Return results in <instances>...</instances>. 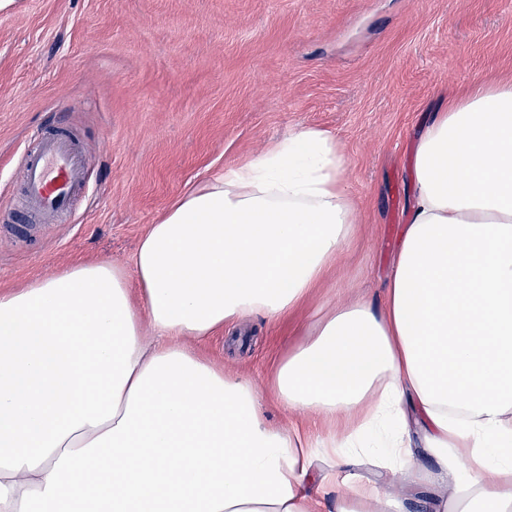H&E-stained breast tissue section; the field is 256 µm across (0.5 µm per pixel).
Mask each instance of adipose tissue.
Instances as JSON below:
<instances>
[{
    "label": "adipose tissue",
    "mask_w": 512,
    "mask_h": 512,
    "mask_svg": "<svg viewBox=\"0 0 512 512\" xmlns=\"http://www.w3.org/2000/svg\"><path fill=\"white\" fill-rule=\"evenodd\" d=\"M348 158L301 125L182 194L132 267L0 293V512H512V81L424 125L382 309L338 303L274 366L291 412L184 346L288 317L351 245ZM137 281L139 297L129 283Z\"/></svg>",
    "instance_id": "obj_1"
}]
</instances>
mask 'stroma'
I'll return each mask as SVG.
<instances>
[{
  "instance_id": "1",
  "label": "stroma",
  "mask_w": 512,
  "mask_h": 512,
  "mask_svg": "<svg viewBox=\"0 0 512 512\" xmlns=\"http://www.w3.org/2000/svg\"><path fill=\"white\" fill-rule=\"evenodd\" d=\"M512 81V0H17L0 13V290L76 261L130 264L185 191L296 125L349 160L359 236L287 319L254 316L194 349L263 391L338 296L381 307L412 191L414 140L473 75ZM90 163L63 224L13 212L37 130Z\"/></svg>"
}]
</instances>
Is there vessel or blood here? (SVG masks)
<instances>
[{"mask_svg":"<svg viewBox=\"0 0 512 512\" xmlns=\"http://www.w3.org/2000/svg\"><path fill=\"white\" fill-rule=\"evenodd\" d=\"M23 167L25 187L17 204L27 219L65 221L88 186L87 160L69 130L57 126L38 135Z\"/></svg>","mask_w":512,"mask_h":512,"instance_id":"1","label":"vessel or blood"}]
</instances>
